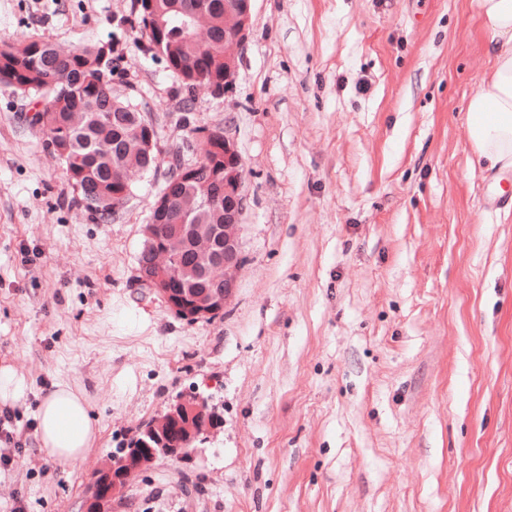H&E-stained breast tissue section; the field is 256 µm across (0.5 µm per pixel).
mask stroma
I'll list each match as a JSON object with an SVG mask.
<instances>
[{"label": "stroma", "mask_w": 512, "mask_h": 512, "mask_svg": "<svg viewBox=\"0 0 512 512\" xmlns=\"http://www.w3.org/2000/svg\"><path fill=\"white\" fill-rule=\"evenodd\" d=\"M134 2L0 0V43H112L113 93L162 149L226 132L243 263L223 312L176 316L136 273L163 171L93 220L37 98L0 83V365L34 391L0 505L83 512L107 456L196 391L217 440L157 461L112 512H512V211L483 208L499 174L467 137L492 67L475 0H254L218 99L148 52ZM58 377L100 426L68 472L36 451L35 394Z\"/></svg>", "instance_id": "1"}]
</instances>
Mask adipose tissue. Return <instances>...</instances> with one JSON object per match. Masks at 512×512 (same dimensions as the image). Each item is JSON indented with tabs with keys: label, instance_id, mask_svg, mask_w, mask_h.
<instances>
[{
	"label": "adipose tissue",
	"instance_id": "1",
	"mask_svg": "<svg viewBox=\"0 0 512 512\" xmlns=\"http://www.w3.org/2000/svg\"><path fill=\"white\" fill-rule=\"evenodd\" d=\"M475 2L493 64L466 105L468 140L488 168L512 170V0ZM35 418L39 453L61 469L84 462L97 443L99 424L85 391L64 381L42 391Z\"/></svg>",
	"mask_w": 512,
	"mask_h": 512
}]
</instances>
